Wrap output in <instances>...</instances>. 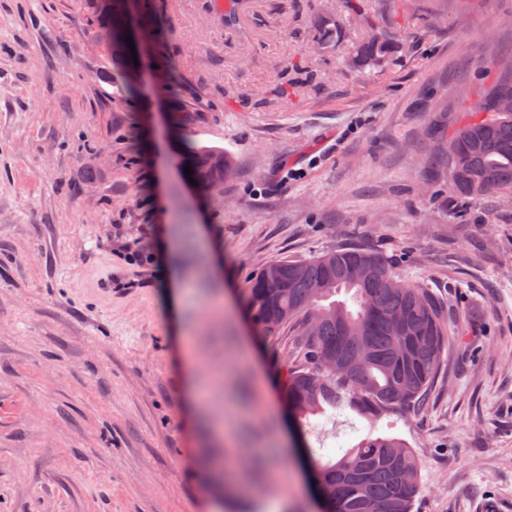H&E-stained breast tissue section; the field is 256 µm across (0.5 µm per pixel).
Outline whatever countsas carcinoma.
<instances>
[{
    "label": "carcinoma",
    "instance_id": "obj_1",
    "mask_svg": "<svg viewBox=\"0 0 512 512\" xmlns=\"http://www.w3.org/2000/svg\"><path fill=\"white\" fill-rule=\"evenodd\" d=\"M122 12L112 14L105 32L110 64L122 72L128 41ZM353 46L360 68H375L398 58L404 47L396 35L378 27ZM493 83L474 90L471 117L448 135L449 151L440 156L461 202L512 193V112L496 109L497 93L512 88V56L497 65ZM186 160L195 181L213 191L231 168V158L215 147L190 146ZM372 270L366 280L351 277L356 265ZM280 279L264 272L251 281L246 308L253 328L264 336L316 312L321 324L304 339L303 362L287 364L280 375L281 398L295 426L327 410L349 408L372 421L401 416L426 403L448 349V331L426 289L397 279L388 258L359 247H338L305 260H275ZM399 314L397 330L387 317ZM310 461V480L321 494L322 512H413L420 465L396 437H368L339 457Z\"/></svg>",
    "mask_w": 512,
    "mask_h": 512
}]
</instances>
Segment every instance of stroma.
Instances as JSON below:
<instances>
[{"mask_svg":"<svg viewBox=\"0 0 512 512\" xmlns=\"http://www.w3.org/2000/svg\"><path fill=\"white\" fill-rule=\"evenodd\" d=\"M235 2L138 0L125 94L107 0H0V512H316L277 379L300 328L258 337L243 298L338 246L427 288L448 351L424 409L330 411L306 441L325 461L398 437L414 512H512V205L459 216L435 159L461 90L512 53V0ZM381 15L404 53L350 65ZM191 144L232 156L219 190L189 182ZM211 450L245 482L209 479Z\"/></svg>","mask_w":512,"mask_h":512,"instance_id":"35a3bbf8","label":"stroma"}]
</instances>
